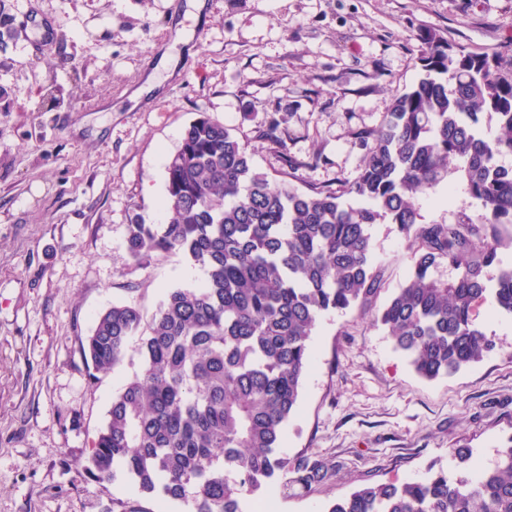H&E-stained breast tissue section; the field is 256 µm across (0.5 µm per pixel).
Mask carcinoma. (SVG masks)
I'll use <instances>...</instances> for the list:
<instances>
[{"label": "carcinoma", "instance_id": "1", "mask_svg": "<svg viewBox=\"0 0 512 512\" xmlns=\"http://www.w3.org/2000/svg\"><path fill=\"white\" fill-rule=\"evenodd\" d=\"M420 78L393 97L377 129L355 138L366 154L358 175L336 187L310 184L309 166L288 154V129L260 130L283 167L258 170L224 123L202 115L185 129L165 167L166 222L128 224L129 254L147 261L178 252L205 274L194 287L169 289L148 323L132 306L100 313L83 344L97 372L124 358L130 339L141 372L112 399L87 469L99 480L121 470L148 495L190 502L193 512H242L244 496L278 474L305 484L326 478L315 463L279 455L312 362L317 318L361 307L385 286L370 228L393 224L409 243L407 280L372 321L428 379L478 361L493 342L476 325L492 300L512 316V57L461 54L424 38ZM495 118L486 136L481 117ZM467 201L455 219L427 221L417 202L453 205L448 179ZM455 271L441 280L432 271ZM327 512H512V436L492 468L451 479L365 486Z\"/></svg>", "mask_w": 512, "mask_h": 512}]
</instances>
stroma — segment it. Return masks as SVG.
Segmentation results:
<instances>
[{
  "label": "stroma",
  "mask_w": 512,
  "mask_h": 512,
  "mask_svg": "<svg viewBox=\"0 0 512 512\" xmlns=\"http://www.w3.org/2000/svg\"><path fill=\"white\" fill-rule=\"evenodd\" d=\"M0 0V512H192L86 469L135 349L90 373L82 345L100 312L151 319L168 289L203 271L177 253L135 262L133 215L163 222L165 165L199 114L223 122L260 170L282 163L260 129L288 128L303 182L357 176L353 133L375 129L421 75L423 35L512 53V0ZM55 42L28 47V17ZM382 305L409 273L394 225L371 229ZM491 351L455 374L416 373L384 327L352 308L318 318L313 364L280 451L321 462L304 487L276 478L243 512H326L375 483L445 468L471 477L512 436V317L480 308ZM472 450L459 465L457 446Z\"/></svg>",
  "instance_id": "1"
}]
</instances>
